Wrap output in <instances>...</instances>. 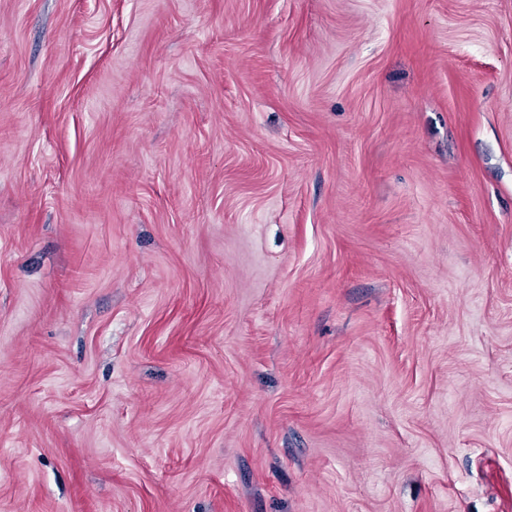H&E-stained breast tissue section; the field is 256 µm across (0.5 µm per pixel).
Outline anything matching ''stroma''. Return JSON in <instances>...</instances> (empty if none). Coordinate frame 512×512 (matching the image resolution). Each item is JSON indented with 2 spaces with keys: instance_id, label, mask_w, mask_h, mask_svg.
<instances>
[{
  "instance_id": "1",
  "label": "stroma",
  "mask_w": 512,
  "mask_h": 512,
  "mask_svg": "<svg viewBox=\"0 0 512 512\" xmlns=\"http://www.w3.org/2000/svg\"><path fill=\"white\" fill-rule=\"evenodd\" d=\"M0 512H512V0H0Z\"/></svg>"
}]
</instances>
